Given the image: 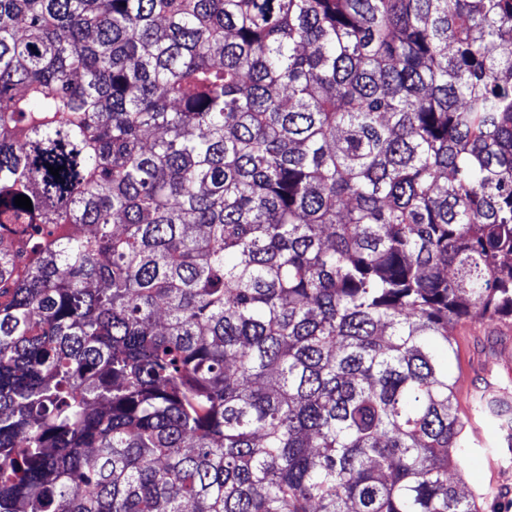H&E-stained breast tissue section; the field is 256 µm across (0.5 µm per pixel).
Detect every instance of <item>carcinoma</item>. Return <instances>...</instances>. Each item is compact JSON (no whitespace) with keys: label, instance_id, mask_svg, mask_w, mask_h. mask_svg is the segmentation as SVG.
Listing matches in <instances>:
<instances>
[{"label":"carcinoma","instance_id":"carcinoma-1","mask_svg":"<svg viewBox=\"0 0 512 512\" xmlns=\"http://www.w3.org/2000/svg\"><path fill=\"white\" fill-rule=\"evenodd\" d=\"M486 318L512 0H0V512H476ZM448 371H449L450 375L452 376L453 380L456 382L457 403L454 402V406L458 405L459 407H461V404H462V409L467 411L468 405H469V400L473 394L475 386H473L472 384H463V383L468 379H473L474 381H476V383H478L481 378V373L476 372L473 374H468L466 372L461 348H460V365H459V360L456 361L453 358L448 367ZM461 384H462V386H461V388H459V394H460V398H459L458 387ZM460 399H461V402H460Z\"/></svg>","mask_w":512,"mask_h":512}]
</instances>
